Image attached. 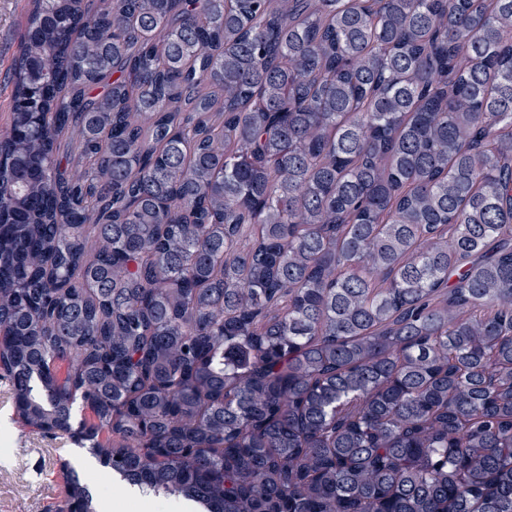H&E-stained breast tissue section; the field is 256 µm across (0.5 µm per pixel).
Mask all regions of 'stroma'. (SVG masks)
<instances>
[{
	"label": "stroma",
	"instance_id": "35a3bbf8",
	"mask_svg": "<svg viewBox=\"0 0 512 512\" xmlns=\"http://www.w3.org/2000/svg\"><path fill=\"white\" fill-rule=\"evenodd\" d=\"M28 0H0V134L7 128L12 67L27 19ZM88 453L66 434L43 435L15 421L12 388L0 381V512H50L61 493L58 468L74 465L98 500L111 498L115 474L103 466L86 468Z\"/></svg>",
	"mask_w": 512,
	"mask_h": 512
}]
</instances>
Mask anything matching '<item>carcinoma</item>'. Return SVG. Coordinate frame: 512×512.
I'll list each match as a JSON object with an SVG mask.
<instances>
[{"label":"carcinoma","mask_w":512,"mask_h":512,"mask_svg":"<svg viewBox=\"0 0 512 512\" xmlns=\"http://www.w3.org/2000/svg\"><path fill=\"white\" fill-rule=\"evenodd\" d=\"M8 81L26 426L201 512H512V0H28Z\"/></svg>","instance_id":"cac0c4a2"}]
</instances>
